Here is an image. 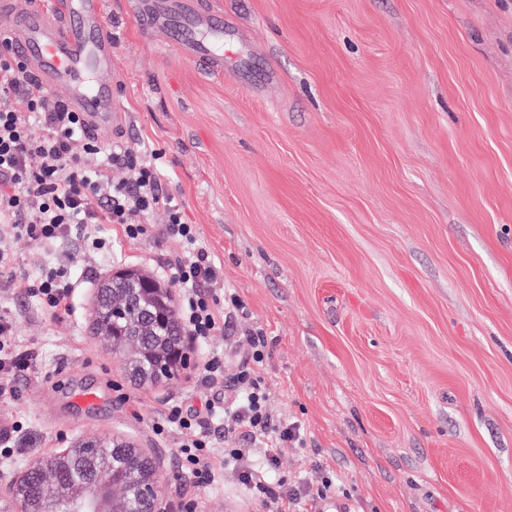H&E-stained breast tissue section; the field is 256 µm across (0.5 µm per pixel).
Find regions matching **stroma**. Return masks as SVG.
Masks as SVG:
<instances>
[{
  "label": "stroma",
  "instance_id": "stroma-1",
  "mask_svg": "<svg viewBox=\"0 0 512 512\" xmlns=\"http://www.w3.org/2000/svg\"><path fill=\"white\" fill-rule=\"evenodd\" d=\"M129 0H104L126 121L112 135L161 154L159 177L222 270L217 298L244 316L212 337L216 387L186 368L135 383L93 328L114 272L157 276L175 254L154 214L112 255L47 254L0 235L35 275L46 258L75 283L54 318L22 288L0 313L38 371L0 398L15 467L76 443L123 440L164 459L169 512H268L232 473L180 478L177 402L231 392L254 332L270 412L302 426L285 483L331 478L358 512H512V0H195L224 17V71L145 35ZM93 389L98 402L75 393Z\"/></svg>",
  "mask_w": 512,
  "mask_h": 512
}]
</instances>
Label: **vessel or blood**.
<instances>
[{
	"mask_svg": "<svg viewBox=\"0 0 512 512\" xmlns=\"http://www.w3.org/2000/svg\"><path fill=\"white\" fill-rule=\"evenodd\" d=\"M145 32L168 30L184 57L224 61V19L199 11L193 0H133ZM0 32L26 65L29 80L62 94L69 111L81 113L89 136L108 144L124 121L117 98L120 75L112 55V31L103 0H0ZM313 512H356L334 494L316 500Z\"/></svg>",
	"mask_w": 512,
	"mask_h": 512,
	"instance_id": "b4317fda",
	"label": "vessel or blood"
}]
</instances>
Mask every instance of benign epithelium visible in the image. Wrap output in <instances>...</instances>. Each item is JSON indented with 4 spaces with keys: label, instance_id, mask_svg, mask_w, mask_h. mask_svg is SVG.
I'll use <instances>...</instances> for the list:
<instances>
[{
    "label": "benign epithelium",
    "instance_id": "1",
    "mask_svg": "<svg viewBox=\"0 0 512 512\" xmlns=\"http://www.w3.org/2000/svg\"><path fill=\"white\" fill-rule=\"evenodd\" d=\"M142 288H114L106 285L98 294L94 313H100L103 303L110 304L112 314L124 315L132 305L148 301L155 305L158 320L166 322L173 311L170 290L145 280ZM105 343L114 349H121L129 356L128 368L139 372L150 365L153 370L166 377L183 367L189 356L187 336L179 337V347L174 354H168L152 339L144 336L130 340L124 336H114L107 329L99 331ZM100 445L96 442H80L69 448L33 461L43 477V485L48 495L32 497L27 493L25 477L28 468L0 471V512H132L131 496L145 504L141 512H161L157 509L165 491L163 464L153 459V469L141 472L135 465L103 468V476L94 483L61 478L71 457L82 455L93 462L97 458Z\"/></svg>",
    "mask_w": 512,
    "mask_h": 512
}]
</instances>
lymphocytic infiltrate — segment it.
Instances as JSON below:
<instances>
[{
	"label": "lymphocytic infiltrate",
	"instance_id": "f902f5d3",
	"mask_svg": "<svg viewBox=\"0 0 512 512\" xmlns=\"http://www.w3.org/2000/svg\"><path fill=\"white\" fill-rule=\"evenodd\" d=\"M159 159V152L146 146H108L86 135L80 113L67 110L46 89L26 80L23 62L0 33V232L48 249L70 243L103 255L111 252L112 241L101 236V225H119L125 238L136 240L149 217L163 212V237L179 251L160 271L185 295V332L205 344L243 313L245 305L233 294L222 303L211 294L209 286L219 278L220 268L195 226L184 222L180 197L163 188ZM116 168L125 170L127 179L114 181ZM19 284L38 297L52 317L69 313L73 284L60 264L47 263L40 278L26 280L18 275L12 256L0 252V288ZM13 334L12 319L1 315L0 374L34 372V359L17 349ZM266 354V337L259 332L249 336L236 374V397L213 409L225 432L247 438L249 447L228 448L223 457H216L207 424L178 404L169 406L152 428L159 434H181L182 475L209 483L223 466H231L242 483L266 496L272 512H291L302 494L319 497L335 486L329 479L303 490L262 483V475L277 469L286 449L304 442L300 425L274 421L270 414L269 395L252 370Z\"/></svg>",
	"mask_w": 512,
	"mask_h": 512
}]
</instances>
